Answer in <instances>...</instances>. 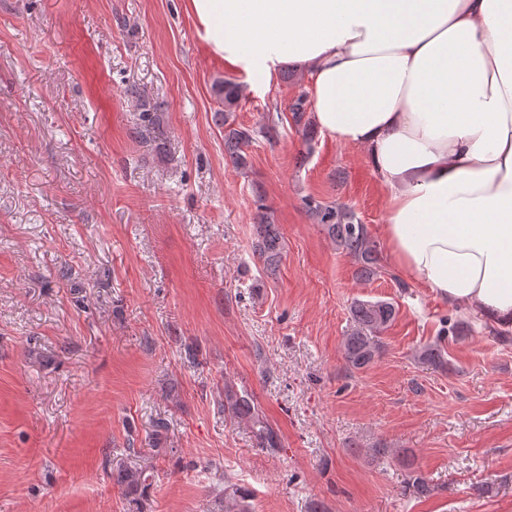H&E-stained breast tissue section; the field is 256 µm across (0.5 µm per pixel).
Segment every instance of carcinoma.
Instances as JSON below:
<instances>
[{
    "label": "carcinoma",
    "instance_id": "obj_1",
    "mask_svg": "<svg viewBox=\"0 0 512 512\" xmlns=\"http://www.w3.org/2000/svg\"><path fill=\"white\" fill-rule=\"evenodd\" d=\"M212 90L215 96L224 102V112L220 113V125L224 127V151L232 166L244 171L249 166L244 147L252 141V134L246 129L234 127L233 112L245 98V89L235 82L218 80L213 84ZM123 93L136 100L140 110V123L134 131L139 137L155 127L158 113L163 111L164 103L149 97L133 84L125 86ZM290 112L294 125L302 129L307 136H313L315 128L307 115L305 96L300 95L294 100ZM306 206L315 223L327 231L336 247L356 259L361 278L366 279L377 274V245L370 238L366 226L358 222L352 210L312 198L307 199ZM258 208L261 214L254 251L263 261L266 276L274 278L281 261L282 237L274 222L273 213L262 203L258 204ZM351 313L355 327L344 340V358L350 368L361 370L374 361L378 351L375 337L381 329L394 321L396 307L388 300H356L351 306ZM224 408L231 411L235 417L250 421L257 427L256 434L261 447L270 451H276L281 447L277 432L260 417L248 394H240L229 385H224ZM112 480L123 489L126 496L136 499L148 486V470L137 463L118 462L112 468ZM221 512H252L250 492L238 485L225 487Z\"/></svg>",
    "mask_w": 512,
    "mask_h": 512
}]
</instances>
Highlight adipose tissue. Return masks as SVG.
<instances>
[{
    "label": "adipose tissue",
    "mask_w": 512,
    "mask_h": 512,
    "mask_svg": "<svg viewBox=\"0 0 512 512\" xmlns=\"http://www.w3.org/2000/svg\"><path fill=\"white\" fill-rule=\"evenodd\" d=\"M255 90L308 74L316 128L363 150L390 261L512 332V0H188Z\"/></svg>",
    "instance_id": "adipose-tissue-1"
}]
</instances>
